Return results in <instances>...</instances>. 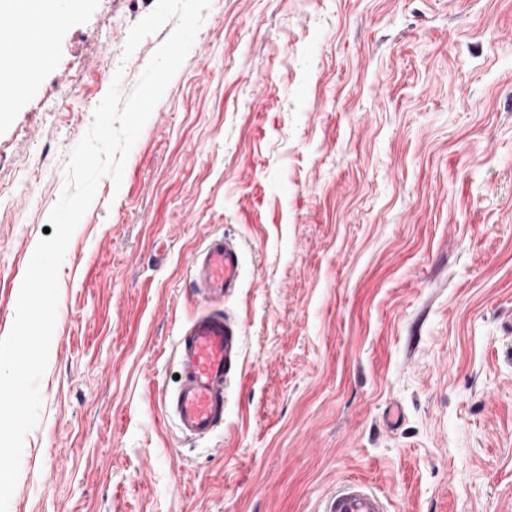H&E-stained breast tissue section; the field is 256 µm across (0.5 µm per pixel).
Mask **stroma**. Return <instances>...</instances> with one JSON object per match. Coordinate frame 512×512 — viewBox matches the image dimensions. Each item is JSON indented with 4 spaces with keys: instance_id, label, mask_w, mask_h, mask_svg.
Returning a JSON list of instances; mask_svg holds the SVG:
<instances>
[{
    "instance_id": "35a3bbf8",
    "label": "stroma",
    "mask_w": 512,
    "mask_h": 512,
    "mask_svg": "<svg viewBox=\"0 0 512 512\" xmlns=\"http://www.w3.org/2000/svg\"><path fill=\"white\" fill-rule=\"evenodd\" d=\"M0 115V339L72 149L173 30L59 0ZM244 250L224 427L161 410L191 257ZM42 406L7 512H512V0H211L58 272ZM323 512H389L384 495L375 491L361 479L347 480L330 493Z\"/></svg>"
}]
</instances>
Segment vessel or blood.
I'll use <instances>...</instances> for the list:
<instances>
[{
  "label": "vessel or blood",
  "mask_w": 512,
  "mask_h": 512,
  "mask_svg": "<svg viewBox=\"0 0 512 512\" xmlns=\"http://www.w3.org/2000/svg\"><path fill=\"white\" fill-rule=\"evenodd\" d=\"M43 8L44 0H18L10 14L0 16V27L29 29L26 38L0 43V65L30 61L39 54L42 36L28 23ZM242 270V250L226 236L210 237L191 259L200 310L179 330L178 378L161 400L179 432L190 438L209 437L224 421V395L240 359L242 328L225 316L222 304L239 288ZM323 512H389V508L384 495L353 478L327 496Z\"/></svg>",
  "instance_id": "b4317fda"
}]
</instances>
